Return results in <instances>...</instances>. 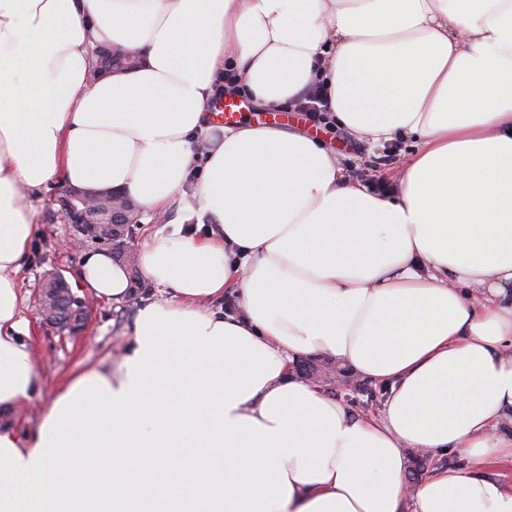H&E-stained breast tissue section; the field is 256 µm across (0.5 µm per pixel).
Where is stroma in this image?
<instances>
[{"instance_id":"stroma-1","label":"stroma","mask_w":512,"mask_h":512,"mask_svg":"<svg viewBox=\"0 0 512 512\" xmlns=\"http://www.w3.org/2000/svg\"><path fill=\"white\" fill-rule=\"evenodd\" d=\"M327 146L341 158L349 159L353 172L371 178V146L345 130L332 126L322 134ZM59 183L27 189L24 202L35 214L37 230L33 236L28 263L19 275L24 314L30 322L32 351L40 370L39 389L30 400L0 410V428L26 433L41 417L49 396L74 375L92 366L117 365L132 340L133 323L141 301L113 305L83 295L88 315L83 332L74 333L46 321L41 311V287L52 277L63 279L72 294H79L77 271L87 256L86 250H71L65 243L73 227L58 212ZM81 294V293H80Z\"/></svg>"}]
</instances>
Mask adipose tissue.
<instances>
[{
  "instance_id": "adipose-tissue-1",
  "label": "adipose tissue",
  "mask_w": 512,
  "mask_h": 512,
  "mask_svg": "<svg viewBox=\"0 0 512 512\" xmlns=\"http://www.w3.org/2000/svg\"><path fill=\"white\" fill-rule=\"evenodd\" d=\"M96 45L140 65L88 77ZM337 127L414 151L368 191L283 123L211 135L208 107L313 89ZM199 229L137 252L118 369L0 430V512H512V0H0V407L39 382L16 276L23 188L115 190ZM115 304L128 273L89 254ZM236 296L238 309L211 306ZM329 356L389 389L373 416L297 379ZM462 453L409 490L406 449Z\"/></svg>"
}]
</instances>
